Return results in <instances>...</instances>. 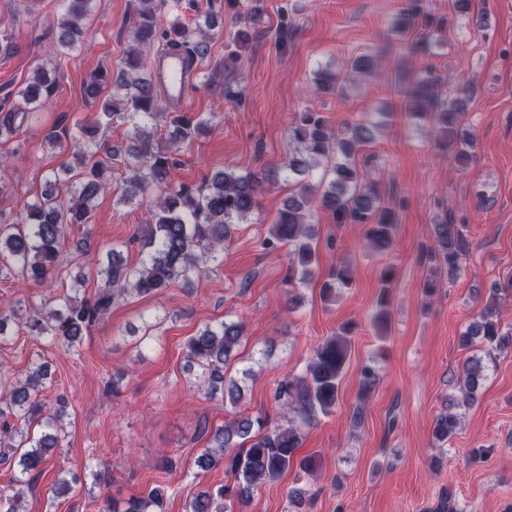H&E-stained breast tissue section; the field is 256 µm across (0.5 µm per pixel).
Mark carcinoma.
Masks as SVG:
<instances>
[{
  "instance_id": "cac0c4a2",
  "label": "carcinoma",
  "mask_w": 512,
  "mask_h": 512,
  "mask_svg": "<svg viewBox=\"0 0 512 512\" xmlns=\"http://www.w3.org/2000/svg\"><path fill=\"white\" fill-rule=\"evenodd\" d=\"M263 0H224L226 14L213 9L184 22L177 14L162 30L157 28L158 10L170 5L180 8V0H138L135 17L130 22V44L120 61L118 73L110 77L105 72L91 75L84 88L87 101L96 99L106 89L112 92L104 99L101 111L93 118L75 124V128L49 131L44 144L51 150H72V175L63 180L56 175L48 180L47 188L27 204L24 213L10 223L0 222V280L29 273L45 280L58 265L60 253L73 224L88 221L99 195L112 189L105 173L114 165L127 173L118 200H133L149 207L152 224L148 225L146 241L137 265L128 263L124 251L116 248L107 255L99 270L103 286L90 297L68 295L61 308L28 317L25 326L32 336L46 338L54 344L69 347L81 342L83 336L125 296L152 295L171 284L189 283L204 264V258L224 250V242L232 237L238 221L252 214L258 205L261 178L254 172L238 173L222 169L213 173L206 186L199 190L187 185L172 186L173 160L169 148L155 140L158 125L171 128L169 142L185 143L206 120L188 115L170 116L161 104L157 84L151 78L145 59L156 45L181 48L191 62L203 58L206 39L219 23L226 20L234 29L230 44L234 49L225 62L239 58V48L251 41L256 25L262 22ZM65 11L58 21L60 53L73 50L84 36L81 23L101 0H64ZM451 15L477 20L488 28L484 15L474 11V0H448ZM295 7L284 8L275 31L276 45L287 46L294 34L290 13ZM424 22L429 29H441L447 19L427 10L426 0H403L394 16L391 31L405 37ZM379 71L377 56L360 55L351 60L344 72L320 67L314 73L315 93L334 92L355 76H374ZM446 77L428 68L402 90L408 103L409 116L431 120L446 134L442 146L453 159L464 164L474 156L475 140L460 126V116L476 91L475 80L466 81L468 96L445 98L441 87ZM57 87L46 64L37 67L27 85L20 89L8 112L0 118V138L13 134L21 126L36 119ZM128 125L132 145L119 150L109 144L104 131L115 120ZM289 139L295 149L282 164L288 181L295 191L284 200L269 238L264 245L281 243L289 247L288 284L304 286L315 278L316 246L310 220L313 213L324 210L337 224L367 226V244L389 248L396 235L398 214L383 204L379 185L358 163L362 147L373 139V125L357 122L342 131H333L319 112L300 114L288 127ZM335 154L329 171L330 179L315 185L306 179L321 158ZM466 219L447 211L437 215L434 240L429 259L451 278L463 272L462 260L470 252L466 235ZM353 273L348 265H338L323 285V295L329 299L335 290L346 288ZM392 269L380 273L383 284L376 320L385 322L388 306L387 291L392 281ZM498 301L492 300L477 314L460 336L464 348H476V353L463 365L460 383L461 397L448 398L447 410L434 421L432 434L439 443L449 441L457 431L460 413L478 400L479 391L488 378L490 362L499 353L512 347V333L502 330L497 320ZM18 309L11 303L0 304V344L6 341L9 327L16 322ZM352 327L345 324L333 336L314 350L304 375L280 382L275 397L288 410H299L308 421L318 414L327 415L336 408L339 384L351 347ZM245 338L244 326L224 321L216 327L207 326L186 343L185 369H200L203 384L212 395L222 394L224 401L236 406L244 396L233 379L226 378L224 366ZM48 376V365L33 364L18 374L9 389L0 392V465L19 468L17 482L21 486L0 488V512H22L24 487L33 485L51 452L59 447L54 426L66 414L67 402L57 400L54 412L45 413L47 405L40 398L42 380ZM43 426L40 435L31 432V425ZM301 436L297 426L268 427V421L249 416L234 419L211 434L207 448L196 458L195 465L206 470L224 463L228 475L224 485L192 492L186 498V512H228L227 505L249 499L265 482L281 478L288 469L298 466L304 474L315 472L318 457L300 456ZM291 512H304L309 503V490L296 484L287 491ZM164 491L152 488L141 496L112 499L105 512H165Z\"/></svg>"
}]
</instances>
